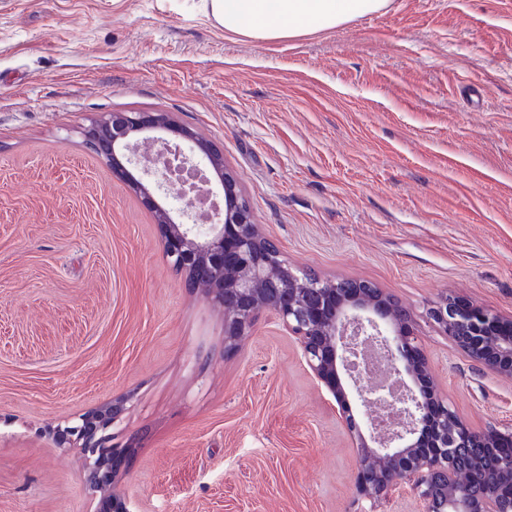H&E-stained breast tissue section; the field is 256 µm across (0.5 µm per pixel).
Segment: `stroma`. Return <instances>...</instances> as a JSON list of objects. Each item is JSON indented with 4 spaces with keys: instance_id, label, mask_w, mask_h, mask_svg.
Masks as SVG:
<instances>
[{
    "instance_id": "35a3bbf8",
    "label": "stroma",
    "mask_w": 512,
    "mask_h": 512,
    "mask_svg": "<svg viewBox=\"0 0 512 512\" xmlns=\"http://www.w3.org/2000/svg\"><path fill=\"white\" fill-rule=\"evenodd\" d=\"M163 112L224 155L289 265L406 308L441 392L512 427V377L433 322L512 316V0H388L286 41L205 0H0V512H100L58 421L119 401L130 512H367L336 403L278 318L224 351V309L85 144Z\"/></svg>"
}]
</instances>
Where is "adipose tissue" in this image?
Listing matches in <instances>:
<instances>
[{"mask_svg":"<svg viewBox=\"0 0 512 512\" xmlns=\"http://www.w3.org/2000/svg\"><path fill=\"white\" fill-rule=\"evenodd\" d=\"M209 14L225 32L268 41L309 30H329L379 11L386 0H208Z\"/></svg>","mask_w":512,"mask_h":512,"instance_id":"1","label":"adipose tissue"}]
</instances>
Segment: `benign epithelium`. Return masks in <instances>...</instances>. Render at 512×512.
<instances>
[{"instance_id":"7a95c632","label":"benign epithelium","mask_w":512,"mask_h":512,"mask_svg":"<svg viewBox=\"0 0 512 512\" xmlns=\"http://www.w3.org/2000/svg\"><path fill=\"white\" fill-rule=\"evenodd\" d=\"M156 132L154 141L165 168L179 167L204 157L215 170L223 206L209 224H178L170 209L160 205L143 183L134 181L142 204L155 215L166 259L187 272V284L202 285L224 307V340L234 349L251 331L263 311L275 314L298 339L306 365L329 391L340 418L358 450L355 494L376 506L396 488L413 493L424 512H502L501 498L512 500V455L503 458L491 488L474 495L473 476L449 466L450 448H468L499 440L512 445V430L470 428L438 392L427 374L408 313L380 289L369 292L365 283L348 279L321 280L295 274L274 244L262 237L223 155L192 130L164 118L161 112H111L87 132L90 150L112 162V173L130 178L125 164L137 162L134 136ZM165 198L188 215L195 200L167 174L151 173ZM431 319L463 349L479 369L512 376V319L496 312L443 298L432 307ZM384 352L402 394L395 409L399 428L378 431L370 419L375 389L352 372L364 343ZM121 413V405L88 411L52 427L56 444L83 449L85 480L92 488L112 481L107 463L98 460L100 448L112 447L110 460H122L127 447L111 444L107 430Z\"/></svg>"}]
</instances>
